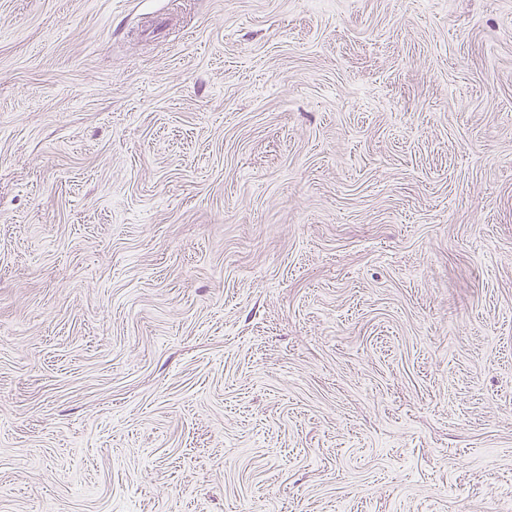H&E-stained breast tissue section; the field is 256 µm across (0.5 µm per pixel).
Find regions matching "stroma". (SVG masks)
Masks as SVG:
<instances>
[{
  "mask_svg": "<svg viewBox=\"0 0 512 512\" xmlns=\"http://www.w3.org/2000/svg\"><path fill=\"white\" fill-rule=\"evenodd\" d=\"M0 512H512V0H0Z\"/></svg>",
  "mask_w": 512,
  "mask_h": 512,
  "instance_id": "35a3bbf8",
  "label": "stroma"
}]
</instances>
